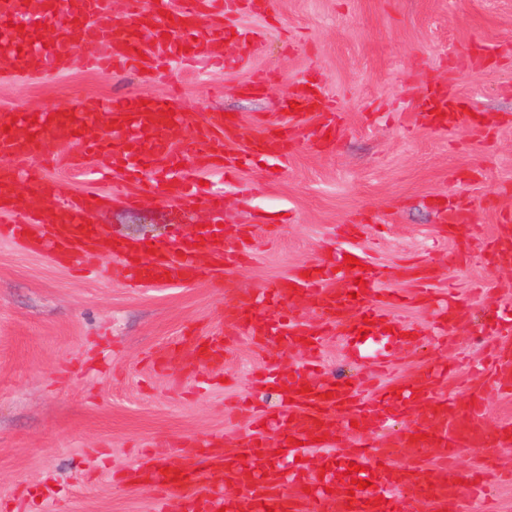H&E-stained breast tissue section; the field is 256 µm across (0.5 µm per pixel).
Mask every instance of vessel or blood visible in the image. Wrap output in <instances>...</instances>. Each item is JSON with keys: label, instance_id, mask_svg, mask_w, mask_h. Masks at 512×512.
I'll return each mask as SVG.
<instances>
[{"label": "vessel or blood", "instance_id": "b4317fda", "mask_svg": "<svg viewBox=\"0 0 512 512\" xmlns=\"http://www.w3.org/2000/svg\"><path fill=\"white\" fill-rule=\"evenodd\" d=\"M266 6L267 0H181L174 11L170 0H126V15L119 18L112 0H0V74L60 73L79 49L107 76L145 60L162 65L176 55L190 64L212 44L256 37L255 31L223 23L202 27L203 17L261 12ZM18 16L24 19L20 30L13 26ZM314 112L321 116V133L338 141L343 116L324 91L306 93L288 116L299 124ZM418 121L445 133L478 123L469 102L444 87L426 93ZM280 128L276 120L265 134L247 137L236 117L217 113L195 124L188 114L174 112L170 100L144 105L135 95L57 112H22L13 122L1 115L0 210L12 222L0 233L56 262L78 259L86 271L105 277L120 272L131 288L198 280L226 284L251 250L250 230L211 224L176 232L169 243L117 239L89 221L101 205L98 194L65 195L42 170L59 163L80 168L89 161L95 175L126 196L187 198L200 212H220L223 193L194 190L182 169L185 158L193 157L199 171L229 174L238 159L225 147L240 140L245 155L276 161L292 147ZM76 139L83 142L81 156L64 154V146ZM147 169L155 174L149 184L141 179ZM344 255L333 251L316 271L302 269L265 283L239 307L235 325L244 335L268 351L300 350L304 363L291 374L268 370L267 381L278 388L284 408L256 416L239 452L225 453L222 441L203 436L191 442L199 460L169 469L159 460L136 469V480L155 493L153 512H459L462 500L486 494L484 471L462 468L460 451L511 445L512 423L494 433L483 428L482 399L464 405L445 388L447 364H430L405 381L367 393L312 375L326 326L343 336L347 353L364 365L387 359L389 351L374 348L378 340L389 350L410 346L417 327L393 320L383 310L386 304L432 308L433 338L443 344L467 321L453 287H436L428 264L408 267L410 292L391 294L381 289L383 268L351 269ZM486 255L490 266H512L511 211L502 213ZM296 297L319 314V325L284 313L285 303ZM224 346L219 332L181 343L198 363L223 358ZM487 373L498 390L511 392L512 354L492 345ZM402 418L410 427L395 442H379L378 433ZM316 437L329 454L313 465L306 462L303 445ZM398 446L436 448L440 454L432 463L417 457L399 465L394 461ZM352 463L362 466L359 478L366 488H353L346 475Z\"/></svg>", "mask_w": 512, "mask_h": 512}]
</instances>
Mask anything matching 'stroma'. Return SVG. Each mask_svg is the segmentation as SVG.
I'll return each mask as SVG.
<instances>
[{"instance_id": "obj_1", "label": "stroma", "mask_w": 512, "mask_h": 512, "mask_svg": "<svg viewBox=\"0 0 512 512\" xmlns=\"http://www.w3.org/2000/svg\"><path fill=\"white\" fill-rule=\"evenodd\" d=\"M231 23L262 38L216 47L230 65L173 58L153 75L105 78L78 54L62 74L0 76V115L137 94L172 99L196 123L237 115L252 133L320 80L344 114L332 151L311 147L313 115L289 129L294 147L278 175L258 157L232 182L203 175L224 193L222 222L253 228L235 288L249 299L340 245V225H357L352 242L386 267V288L407 287L404 269L424 259L438 281H454L469 312L453 345L429 341L395 355L391 381L446 362L449 394L482 397L488 431L512 421V395L485 389L477 373L493 312L512 305V269L484 256L501 211L512 210V0H270L266 13ZM257 76L268 81L265 95H245ZM434 84L473 102L483 124L449 133L418 125L419 99ZM449 199L469 215L461 264L437 217V203ZM213 220L188 201L151 197H115L93 214L119 238L155 242L169 241L170 225ZM229 326L224 291L207 282L133 290L0 237V512H152L151 491L127 481L130 469L158 454L182 461L186 443L204 435H223L225 452H236L250 426L238 405L279 411V396L258 381L268 363L298 367L297 353L236 335L218 364L156 362L170 342Z\"/></svg>"}]
</instances>
